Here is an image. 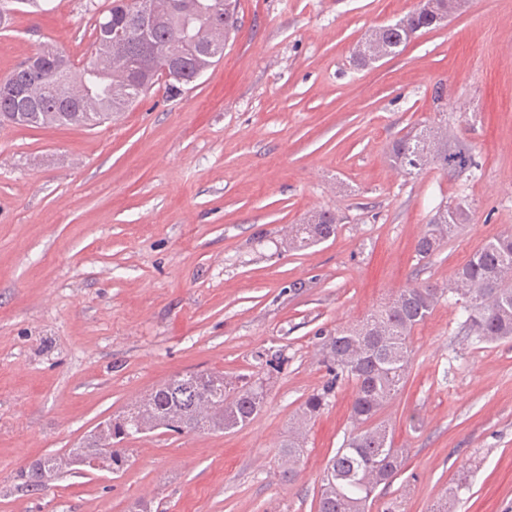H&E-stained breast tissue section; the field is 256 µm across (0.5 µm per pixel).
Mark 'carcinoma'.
<instances>
[{
  "label": "carcinoma",
  "instance_id": "obj_1",
  "mask_svg": "<svg viewBox=\"0 0 512 512\" xmlns=\"http://www.w3.org/2000/svg\"><path fill=\"white\" fill-rule=\"evenodd\" d=\"M224 2V17L212 13ZM138 0H112L94 21L93 46L102 43L100 27L112 31V51L99 50L88 62L75 65L63 57L61 71L47 68L39 80L26 63L0 78L22 90L12 97L0 95V124L18 127L71 125L95 127L120 116L156 84L152 69L158 59L182 53L187 81L210 69L224 57V46L237 26L236 0H145L149 4L152 51L142 52L143 33L132 23ZM427 10H414L397 22L368 31L358 42L357 62L370 65L397 52L413 35L436 27L462 7L463 0H429ZM392 162L401 170L428 168L460 172L478 167L465 148H448V130L429 127L395 142ZM465 200L437 209L428 232L415 248L418 261L430 259L441 244L471 220ZM340 218L320 212L305 224L291 228V243L305 247L335 235ZM442 301L466 316L465 326L475 340L512 339V231L489 240L443 285L428 282L404 288L385 308L369 314L357 327L329 332L322 351L331 379L307 397L297 412L292 433L278 452L279 474L284 480L298 475L305 451V429L325 405L340 380L355 384L351 404L353 432L323 469L317 512H367L380 485L388 484L405 463L404 451L393 446L386 424L375 422L406 383L411 361V338ZM266 399L262 379L229 380L212 371L176 375L133 402L110 419L112 448L101 451L99 437L89 434L68 455L104 453L109 469L118 472L128 461L126 439L141 431L163 429L176 434L225 432L244 427L260 412ZM46 456L20 471V489L41 492L56 476Z\"/></svg>",
  "mask_w": 512,
  "mask_h": 512
}]
</instances>
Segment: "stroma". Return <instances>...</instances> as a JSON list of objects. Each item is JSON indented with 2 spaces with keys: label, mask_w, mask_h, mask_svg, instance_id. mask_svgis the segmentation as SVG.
<instances>
[{
  "label": "stroma",
  "mask_w": 512,
  "mask_h": 512,
  "mask_svg": "<svg viewBox=\"0 0 512 512\" xmlns=\"http://www.w3.org/2000/svg\"><path fill=\"white\" fill-rule=\"evenodd\" d=\"M109 0L19 5L0 30V77L55 46L89 56ZM418 0H238L224 57L177 95L158 86L93 128L0 126V512H315L319 478L353 427L340 381L306 431L300 473L275 461L298 408L329 378L322 336L415 282L451 279L512 231V0H465L447 23L360 66L353 46ZM443 125L475 174H405L393 142ZM472 220L428 261L438 206ZM342 217L303 250L288 230ZM440 303L412 337L401 393L378 419L403 470L370 512H512V339L479 343ZM284 354L281 371L260 356ZM267 379L266 404L224 433L157 431L128 462L49 491L18 489L31 461L83 436L171 376Z\"/></svg>",
  "instance_id": "35a3bbf8"
}]
</instances>
